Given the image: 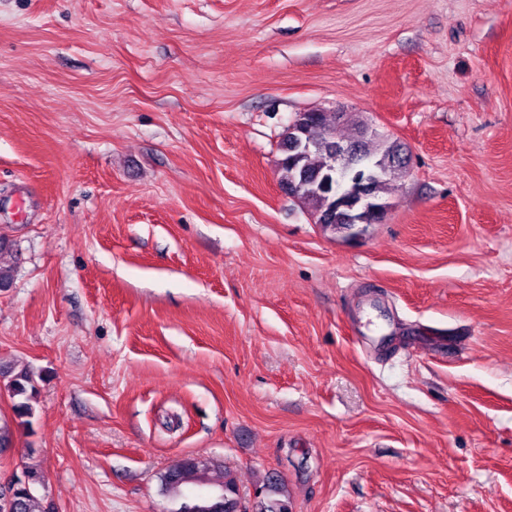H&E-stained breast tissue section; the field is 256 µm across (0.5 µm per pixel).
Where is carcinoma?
<instances>
[{
    "instance_id": "obj_1",
    "label": "carcinoma",
    "mask_w": 512,
    "mask_h": 512,
    "mask_svg": "<svg viewBox=\"0 0 512 512\" xmlns=\"http://www.w3.org/2000/svg\"><path fill=\"white\" fill-rule=\"evenodd\" d=\"M335 125L336 121L323 114L319 116L315 146L301 157L299 168H292L286 162L279 164V180L283 187H288V184L296 180L301 169L320 180L329 174L335 148L343 144L333 134ZM360 150L364 157L378 159L385 164L402 152L400 145L390 139L373 143L366 140L361 143ZM405 169L406 165L403 164L396 167L392 176L373 181L370 185L372 196L382 202L386 201L384 194L390 182L403 175ZM301 203L309 209L312 216L322 222L323 228L336 231V221L328 220L332 200L327 191L318 190L302 199ZM8 390L16 398L14 412L19 419V425L31 427L34 416L31 400L36 392L34 374L26 367L11 370ZM209 472L210 466L206 462L187 457L162 475L165 490L182 500L178 512H247L238 497L236 480L231 471L220 473L216 479L208 477ZM33 490L34 487L23 485L12 486L8 490L0 488V502L10 498V512H41ZM260 495L263 499L256 512H289L288 501L283 499L285 486L279 479L267 477Z\"/></svg>"
}]
</instances>
